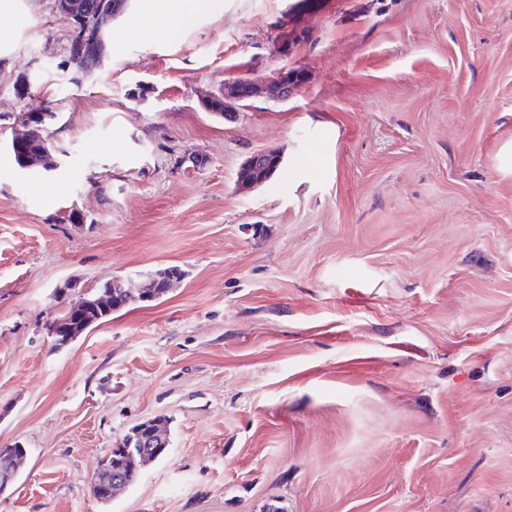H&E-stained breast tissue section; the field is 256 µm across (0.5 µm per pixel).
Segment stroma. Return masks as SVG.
I'll use <instances>...</instances> for the list:
<instances>
[{
    "instance_id": "obj_1",
    "label": "stroma",
    "mask_w": 512,
    "mask_h": 512,
    "mask_svg": "<svg viewBox=\"0 0 512 512\" xmlns=\"http://www.w3.org/2000/svg\"><path fill=\"white\" fill-rule=\"evenodd\" d=\"M223 2L179 41L126 35L127 6L90 73L53 0L12 21L0 449L27 456L0 512H512V0ZM284 68L290 99L205 110ZM26 112L52 171L8 155ZM170 265L55 346L90 288ZM156 417L168 454L98 501L100 456ZM273 153H255L248 157L239 170L238 179L241 183H258L269 178L274 172ZM147 284L145 288H142V298L143 299H154L159 292H165L164 290L168 288V291L176 284L177 274L173 269L169 270H161V271H153L146 274Z\"/></svg>"
}]
</instances>
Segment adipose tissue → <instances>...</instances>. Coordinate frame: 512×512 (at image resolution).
Listing matches in <instances>:
<instances>
[{
  "instance_id": "ef3b65f1",
  "label": "adipose tissue",
  "mask_w": 512,
  "mask_h": 512,
  "mask_svg": "<svg viewBox=\"0 0 512 512\" xmlns=\"http://www.w3.org/2000/svg\"><path fill=\"white\" fill-rule=\"evenodd\" d=\"M223 0H140L128 21L130 29L182 40L205 16L221 11Z\"/></svg>"
}]
</instances>
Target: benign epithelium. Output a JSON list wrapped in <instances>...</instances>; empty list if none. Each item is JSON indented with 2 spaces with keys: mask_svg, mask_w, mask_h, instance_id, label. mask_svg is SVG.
<instances>
[{
  "mask_svg": "<svg viewBox=\"0 0 512 512\" xmlns=\"http://www.w3.org/2000/svg\"><path fill=\"white\" fill-rule=\"evenodd\" d=\"M113 0H54L57 16L67 26L69 48L77 50L84 56L82 71L91 72L98 68L105 58V45L101 36L117 16L113 11ZM300 82L281 69L262 81L237 80L224 84L218 95L206 99L204 106L214 115L226 114L230 102H244L264 96L274 101H286L298 90ZM44 117L30 112L24 113L22 128L12 131L7 145L16 150L34 139L41 129ZM274 154L270 152L255 153L248 157L239 170L238 179L245 184L258 183L269 178L274 172ZM147 284L142 289V298L152 299L159 292L172 288L177 283L174 270L153 271L146 274ZM164 431L158 420H147L133 431L127 448L121 457L112 464L115 475L110 483L93 481V493L99 500L110 499L118 489L126 486L125 472L134 471V462L151 459L145 449L162 443Z\"/></svg>",
  "mask_w": 512,
  "mask_h": 512,
  "instance_id": "benign-epithelium-1",
  "label": "benign epithelium"
}]
</instances>
